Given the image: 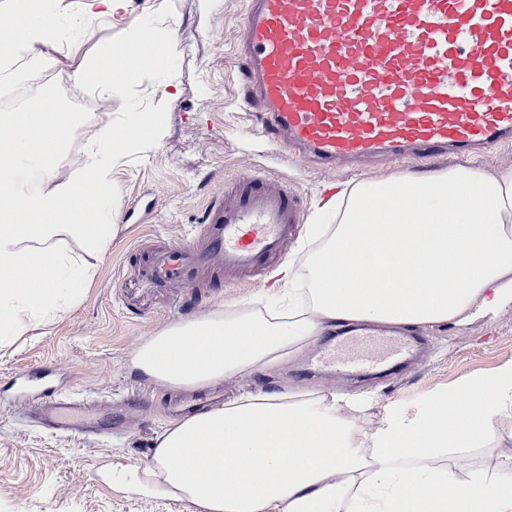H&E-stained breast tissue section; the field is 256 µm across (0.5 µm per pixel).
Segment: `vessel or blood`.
I'll return each instance as SVG.
<instances>
[{"mask_svg": "<svg viewBox=\"0 0 512 512\" xmlns=\"http://www.w3.org/2000/svg\"><path fill=\"white\" fill-rule=\"evenodd\" d=\"M238 54L261 133L322 168L465 159L512 144V0H245ZM302 200L258 175L228 187L197 240L155 247L150 281L196 287L214 264L273 271L300 232ZM410 343L352 323L314 360L352 373L397 368ZM98 403L29 400L48 429L85 434Z\"/></svg>", "mask_w": 512, "mask_h": 512, "instance_id": "b4317fda", "label": "vessel or blood"}]
</instances>
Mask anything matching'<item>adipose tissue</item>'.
<instances>
[{
	"mask_svg": "<svg viewBox=\"0 0 512 512\" xmlns=\"http://www.w3.org/2000/svg\"><path fill=\"white\" fill-rule=\"evenodd\" d=\"M50 0H10L17 22L0 46L32 51L51 37ZM88 60L79 79L109 89L162 46L144 40ZM0 114V341L76 303L112 236V171L144 141L101 134L80 170L59 178V149L76 126L53 99ZM304 272L280 270L272 309L236 305L147 339L132 369L174 390H200L242 371L265 374L326 329L348 322L461 323L475 303L512 293V167H468L362 183L331 197ZM359 268L362 280L347 271ZM512 413V369L436 397L407 425L363 445L362 433L314 393L260 392L169 424L154 464L127 472L144 494L202 512H512V456L472 467ZM466 478H459V469Z\"/></svg>",
	"mask_w": 512,
	"mask_h": 512,
	"instance_id": "adipose-tissue-1",
	"label": "adipose tissue"
}]
</instances>
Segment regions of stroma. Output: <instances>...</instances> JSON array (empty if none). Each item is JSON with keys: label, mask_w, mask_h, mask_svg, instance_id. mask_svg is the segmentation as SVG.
Masks as SVG:
<instances>
[{"label": "stroma", "mask_w": 512, "mask_h": 512, "mask_svg": "<svg viewBox=\"0 0 512 512\" xmlns=\"http://www.w3.org/2000/svg\"><path fill=\"white\" fill-rule=\"evenodd\" d=\"M86 0H52L55 40L41 53H26L28 95L51 94L68 109L93 102L62 149L61 167L79 166L90 132L111 128L137 138L133 119L159 112L162 130L146 149L126 157L112 173L115 208L112 240L97 262L85 296L48 324H36L0 344V512H197L191 504L135 491L109 477L112 464L130 470L151 465L159 435L172 417L166 400L179 392L133 371L136 349L162 329L189 316L206 315L257 296L272 280L228 283L214 267L203 290L144 288L149 270L146 240L188 242L216 200L218 190L261 171L300 194L303 227L331 186L384 181L412 171L437 173L448 160L425 166L394 164L345 176L319 171L266 143L255 118L244 114L243 76L235 52L244 21V0H128L113 16L84 15ZM148 37L165 55L135 75L115 74L109 105L92 82L74 72L113 45ZM410 363L394 374L358 378L340 367L309 369L321 349L314 342L271 375L242 373L218 382L225 399L245 392H317L332 396L340 412L366 438L419 417L437 396L462 383L512 368V300L483 308L461 324L415 327ZM42 364L52 372L43 384L88 392L102 407L98 421L108 437L49 431L32 423L23 398L32 391L23 373Z\"/></svg>", "instance_id": "obj_1"}]
</instances>
